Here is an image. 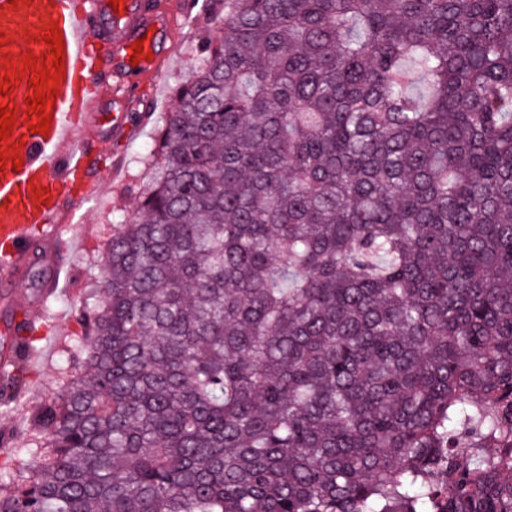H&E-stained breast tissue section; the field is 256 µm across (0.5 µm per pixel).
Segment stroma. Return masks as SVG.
Here are the masks:
<instances>
[{
	"label": "stroma",
	"mask_w": 512,
	"mask_h": 512,
	"mask_svg": "<svg viewBox=\"0 0 512 512\" xmlns=\"http://www.w3.org/2000/svg\"><path fill=\"white\" fill-rule=\"evenodd\" d=\"M178 19L171 31L173 38L184 45V54L171 58L157 80L141 78L136 100H126L114 91L111 82L101 83L100 113L109 117L121 112L126 116L123 132H113L104 126L99 140L88 143L93 155L95 174L102 183L96 198L84 202L73 200L62 223L71 239L74 275L67 288L58 290L57 302L45 309L32 286L31 276H24L16 284H0V357L14 355V323L21 320L35 322L38 340L25 360L23 379V410L13 418L0 416V435L31 446L38 432L33 425L37 406L60 387L72 365L70 342L82 335L78 321L86 291L92 286L94 270L103 259L114 229L112 217L121 212H132L138 207L139 179L144 172L145 149L155 132V123L174 103L172 89L189 68L196 64L202 36L218 39L222 25L218 22L201 26L208 0H198L196 10L184 13L183 0H161ZM148 112L152 118L142 124L133 123L132 113ZM122 156L124 170L118 179H110L109 169L114 156Z\"/></svg>",
	"instance_id": "stroma-1"
}]
</instances>
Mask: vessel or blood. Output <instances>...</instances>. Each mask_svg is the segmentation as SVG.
Wrapping results in <instances>:
<instances>
[{
	"mask_svg": "<svg viewBox=\"0 0 512 512\" xmlns=\"http://www.w3.org/2000/svg\"><path fill=\"white\" fill-rule=\"evenodd\" d=\"M112 9L109 0H0V74L14 73L9 95H0V105L14 108L15 124L0 149L12 151L23 161L21 171L12 164L0 166V279L18 280L29 259L28 228L38 224L50 240H58L57 220L69 205L66 186L79 181L82 197L100 189L91 176V158L82 140L96 139L100 130L99 93L95 74L123 75L130 70L154 72L162 59L153 55L155 44L171 27L172 17H159L142 8L141 0H122ZM112 14L108 33L94 26V19ZM58 25L64 43V68L55 86L58 90L52 109L53 121L47 134L31 133L33 117L27 98L34 90L28 84L27 57L41 58L51 53L43 37L50 25ZM108 36L114 53L95 55L92 46ZM142 42L145 57L132 61L135 42ZM44 196H37V189Z\"/></svg>",
	"mask_w": 512,
	"mask_h": 512,
	"instance_id": "1",
	"label": "vessel or blood"
}]
</instances>
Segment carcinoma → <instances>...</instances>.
Listing matches in <instances>:
<instances>
[{"label":"carcinoma","instance_id":"obj_1","mask_svg":"<svg viewBox=\"0 0 512 512\" xmlns=\"http://www.w3.org/2000/svg\"><path fill=\"white\" fill-rule=\"evenodd\" d=\"M215 8L0 512H512V0Z\"/></svg>","mask_w":512,"mask_h":512}]
</instances>
